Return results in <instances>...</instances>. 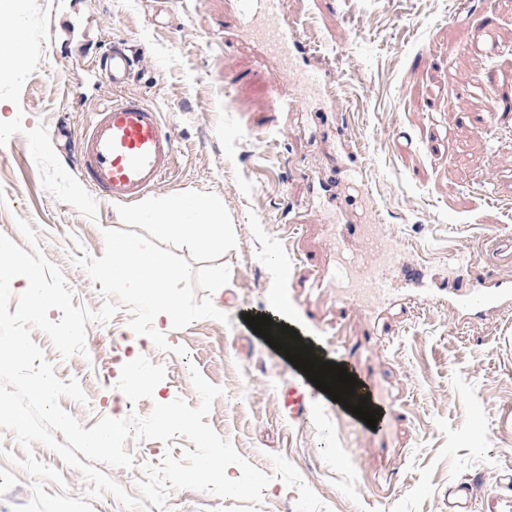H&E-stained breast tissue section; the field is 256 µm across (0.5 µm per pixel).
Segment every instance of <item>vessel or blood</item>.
I'll use <instances>...</instances> for the list:
<instances>
[{
    "label": "vessel or blood",
    "mask_w": 512,
    "mask_h": 512,
    "mask_svg": "<svg viewBox=\"0 0 512 512\" xmlns=\"http://www.w3.org/2000/svg\"><path fill=\"white\" fill-rule=\"evenodd\" d=\"M288 0H240L235 24L247 29L267 50L292 62L311 56L294 24L288 23ZM138 57L123 45L102 55L96 70L107 77L119 96L92 113L88 131L78 150L80 172L86 186L114 203H129L158 188L171 171L177 152L173 131L143 97L122 88ZM491 262L512 266V233L489 234ZM395 245L381 224H340L336 227L337 264L331 279L336 286L339 321L358 315L368 302L395 301L393 281L419 286L421 300H432L435 289L425 287L421 266L392 261ZM472 262L464 255L448 258V300L460 314L473 310L499 313L512 309V283L487 282L472 276ZM504 491L484 495L482 512H512V473L502 477ZM473 485L466 481L448 487V512H471Z\"/></svg>",
    "instance_id": "obj_1"
}]
</instances>
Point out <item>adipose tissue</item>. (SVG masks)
Wrapping results in <instances>:
<instances>
[{
  "instance_id": "1",
  "label": "adipose tissue",
  "mask_w": 512,
  "mask_h": 512,
  "mask_svg": "<svg viewBox=\"0 0 512 512\" xmlns=\"http://www.w3.org/2000/svg\"><path fill=\"white\" fill-rule=\"evenodd\" d=\"M130 222L155 224L163 235L180 238L202 247H210L224 238L223 216L218 207L204 206L185 198L152 210L132 211Z\"/></svg>"
}]
</instances>
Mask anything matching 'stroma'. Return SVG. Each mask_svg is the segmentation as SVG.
I'll return each instance as SVG.
<instances>
[{
  "label": "stroma",
  "mask_w": 512,
  "mask_h": 512,
  "mask_svg": "<svg viewBox=\"0 0 512 512\" xmlns=\"http://www.w3.org/2000/svg\"><path fill=\"white\" fill-rule=\"evenodd\" d=\"M234 10L235 0H17L15 13L0 18V29L20 32L23 53L0 71V234L24 245L17 222H29L74 291L73 305L94 311L101 286L74 258L102 257L106 229L134 230L196 269H231L212 297L227 322L157 323L170 344L187 349L185 359L131 331L124 310L88 323L86 356L66 361L33 330L56 376L77 379L88 398H64L61 407L87 429L104 416L148 415L156 401L180 397L194 407L195 367L224 390L212 428L265 473L270 454L283 455L332 512H446L449 484L474 479L480 493L496 490L512 471V312L462 318L447 303L420 302L391 338L368 335L358 317L349 329L361 343L356 372L375 379L382 406L404 408L405 419L372 430L318 398L306 419L283 411V383L301 379L245 317L264 314L268 295L278 294L292 330L325 356L336 350L335 289H300L336 260V217L323 198L338 165L336 122L307 99L301 77L230 28ZM288 13L340 55L326 66L339 74L335 94L363 161L361 176L345 179L350 210L380 220L400 251L418 250L437 268L449 251L475 252L489 229L512 222V116L487 135L472 129L476 115L512 104V0L492 15L485 0H288ZM487 24L492 52L471 42ZM120 42L140 56L125 92L158 108L178 143L171 173L137 207L184 197L215 203L223 243L199 248L155 225H130L123 206L91 193L64 153L111 99L94 63ZM462 75L471 81L464 90ZM287 88L300 114L290 115ZM491 166L498 178L488 185ZM140 355L163 364L166 377L153 399L134 404L115 384ZM173 444L126 442L136 468L106 473L137 495L141 463L190 446L181 436ZM32 450L62 472L63 484L45 482L47 494L88 498L78 470L42 444ZM30 496V478L0 457V512Z\"/></svg>",
  "instance_id": "35a3bbf8"
}]
</instances>
